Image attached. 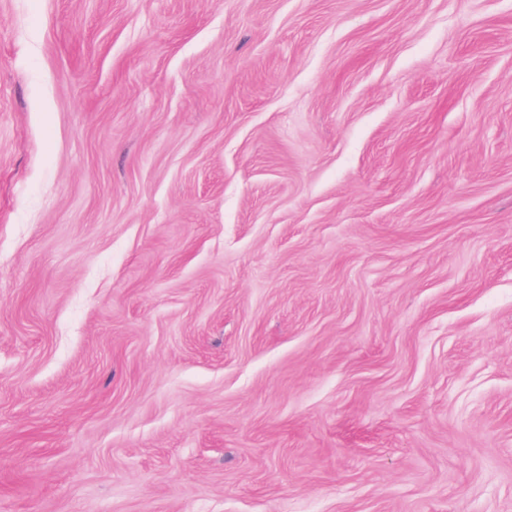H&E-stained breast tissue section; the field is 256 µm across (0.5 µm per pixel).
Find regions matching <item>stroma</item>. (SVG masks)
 I'll use <instances>...</instances> for the list:
<instances>
[{
    "label": "stroma",
    "instance_id": "obj_1",
    "mask_svg": "<svg viewBox=\"0 0 512 512\" xmlns=\"http://www.w3.org/2000/svg\"><path fill=\"white\" fill-rule=\"evenodd\" d=\"M0 512H512V0H0Z\"/></svg>",
    "mask_w": 512,
    "mask_h": 512
}]
</instances>
